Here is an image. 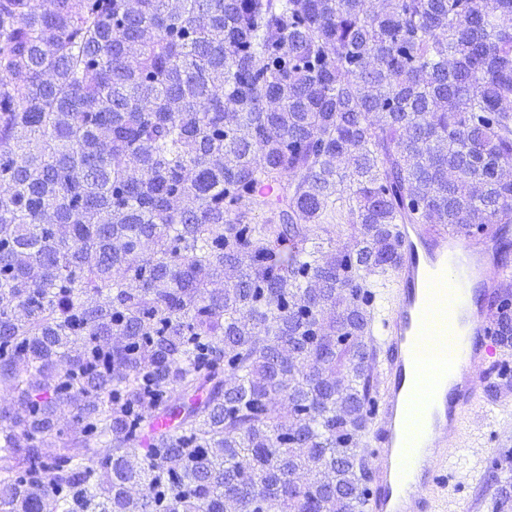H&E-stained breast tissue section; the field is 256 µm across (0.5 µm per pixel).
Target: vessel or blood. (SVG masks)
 Here are the masks:
<instances>
[{
  "label": "vessel or blood",
  "mask_w": 512,
  "mask_h": 512,
  "mask_svg": "<svg viewBox=\"0 0 512 512\" xmlns=\"http://www.w3.org/2000/svg\"><path fill=\"white\" fill-rule=\"evenodd\" d=\"M397 230L403 257L377 331L382 390L364 512H457L460 483L481 478L457 470L461 450L449 438L504 363L497 297L512 265L497 240L512 226L464 240L445 226Z\"/></svg>",
  "instance_id": "b4317fda"
}]
</instances>
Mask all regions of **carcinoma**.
I'll return each mask as SVG.
<instances>
[{
	"label": "carcinoma",
	"mask_w": 512,
	"mask_h": 512,
	"mask_svg": "<svg viewBox=\"0 0 512 512\" xmlns=\"http://www.w3.org/2000/svg\"><path fill=\"white\" fill-rule=\"evenodd\" d=\"M399 224H512V0H0V512H363Z\"/></svg>",
	"instance_id": "carcinoma-1"
}]
</instances>
